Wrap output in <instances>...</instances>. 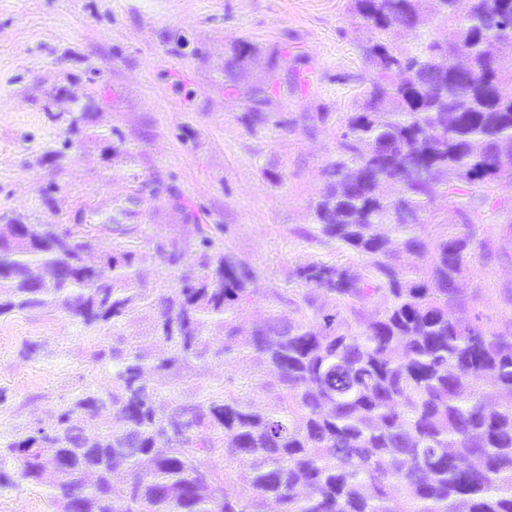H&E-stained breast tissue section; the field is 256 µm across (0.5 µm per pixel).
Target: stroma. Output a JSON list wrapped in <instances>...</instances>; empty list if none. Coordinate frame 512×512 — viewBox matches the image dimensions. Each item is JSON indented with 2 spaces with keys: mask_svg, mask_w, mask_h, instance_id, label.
<instances>
[{
  "mask_svg": "<svg viewBox=\"0 0 512 512\" xmlns=\"http://www.w3.org/2000/svg\"><path fill=\"white\" fill-rule=\"evenodd\" d=\"M363 38L348 0H0V225L86 224L99 211L88 263L119 244L140 251L149 297L115 327L54 306L0 316L1 444L111 389L112 363L95 354L116 332L129 345L152 336L149 301L173 282L155 246L179 236L183 265H194L188 219L230 225L225 249L264 288H287L295 264L329 256L301 233L336 152V124L373 76ZM273 77V111L328 120L249 131L244 114L264 109L251 91ZM117 224L135 231L118 235ZM486 237L495 259L469 285L492 286L482 310L510 333L512 224ZM224 373L217 359L198 365L174 396L192 404L222 391ZM0 512L56 508L45 489L19 483L0 487Z\"/></svg>",
  "mask_w": 512,
  "mask_h": 512,
  "instance_id": "1",
  "label": "stroma"
}]
</instances>
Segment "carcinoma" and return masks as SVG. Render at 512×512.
Segmentation results:
<instances>
[{
	"mask_svg": "<svg viewBox=\"0 0 512 512\" xmlns=\"http://www.w3.org/2000/svg\"><path fill=\"white\" fill-rule=\"evenodd\" d=\"M427 8L448 37L394 46ZM351 9L375 76L337 123L303 231L336 255L296 264L284 294L216 247L226 224L195 225L190 267L180 238L157 243L177 269L154 303L166 350L120 338L99 352L112 390L0 448V486L45 487L57 512H512V334L468 288L480 233L504 216L490 188L512 179V73L500 67L512 0ZM439 197L458 223L423 222ZM93 230L19 218L0 230V315L55 305L93 326L138 308L146 256L119 247L91 265ZM261 296L269 315L247 331L236 320ZM212 357L265 368L268 406L255 405L247 371L192 405L146 376L186 381Z\"/></svg>",
	"mask_w": 512,
	"mask_h": 512,
	"instance_id": "cac0c4a2",
	"label": "carcinoma"
}]
</instances>
